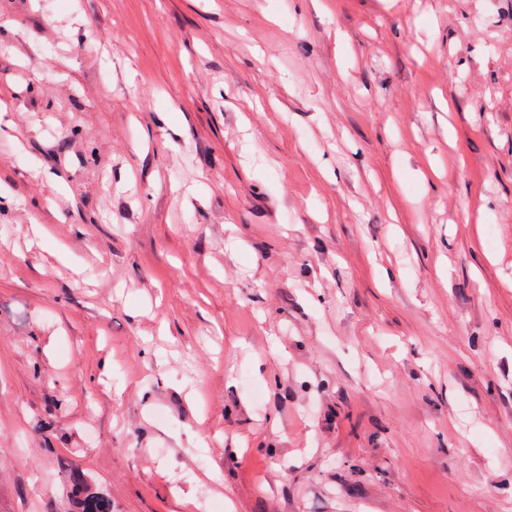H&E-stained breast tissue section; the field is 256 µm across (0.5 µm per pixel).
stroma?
<instances>
[{"mask_svg": "<svg viewBox=\"0 0 512 512\" xmlns=\"http://www.w3.org/2000/svg\"><path fill=\"white\" fill-rule=\"evenodd\" d=\"M512 512V0H0V512ZM70 512H112V501L98 484L71 473Z\"/></svg>", "mask_w": 512, "mask_h": 512, "instance_id": "1", "label": "stroma"}]
</instances>
